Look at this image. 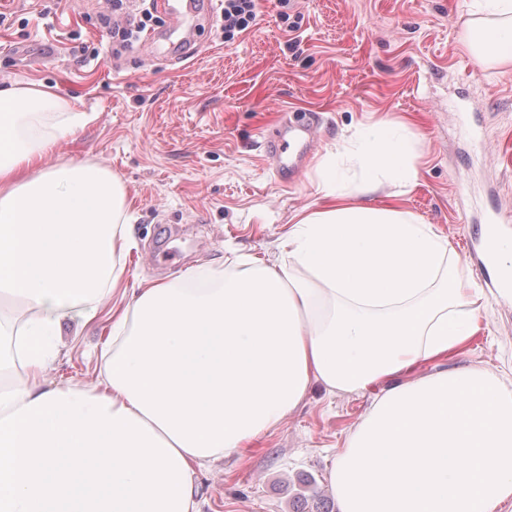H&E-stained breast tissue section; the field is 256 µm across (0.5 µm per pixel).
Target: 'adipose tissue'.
Wrapping results in <instances>:
<instances>
[{
	"mask_svg": "<svg viewBox=\"0 0 512 512\" xmlns=\"http://www.w3.org/2000/svg\"><path fill=\"white\" fill-rule=\"evenodd\" d=\"M460 35L480 67L511 63L512 0H472ZM85 121L42 83L0 88V305L26 310L0 315V512H200L197 471L243 454L312 383L360 392L473 334L480 292L447 238L370 201L416 179L405 127L380 122L345 149L353 192L323 167L288 263L148 283L114 316L103 387L55 385V338L96 317L132 245L108 168L44 164Z\"/></svg>",
	"mask_w": 512,
	"mask_h": 512,
	"instance_id": "1",
	"label": "adipose tissue"
}]
</instances>
